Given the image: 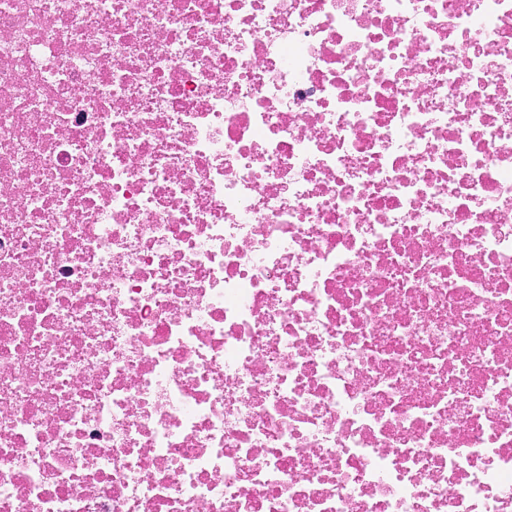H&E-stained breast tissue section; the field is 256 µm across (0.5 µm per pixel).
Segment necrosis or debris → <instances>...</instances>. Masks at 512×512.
<instances>
[{"label": "necrosis or debris", "mask_w": 512, "mask_h": 512, "mask_svg": "<svg viewBox=\"0 0 512 512\" xmlns=\"http://www.w3.org/2000/svg\"><path fill=\"white\" fill-rule=\"evenodd\" d=\"M0 512H512V0H0Z\"/></svg>", "instance_id": "1"}]
</instances>
